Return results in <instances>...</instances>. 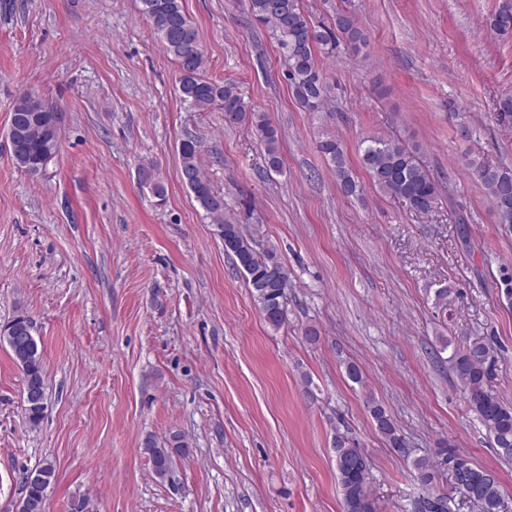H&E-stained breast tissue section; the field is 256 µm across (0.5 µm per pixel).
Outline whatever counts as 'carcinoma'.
I'll list each match as a JSON object with an SVG mask.
<instances>
[{"instance_id": "cac0c4a2", "label": "carcinoma", "mask_w": 512, "mask_h": 512, "mask_svg": "<svg viewBox=\"0 0 512 512\" xmlns=\"http://www.w3.org/2000/svg\"><path fill=\"white\" fill-rule=\"evenodd\" d=\"M141 2L142 14L152 23L164 51L177 66L182 100L199 111L216 109L224 113L227 126L250 125L264 144L266 171H281L283 161L277 128L265 113L248 104L236 84L205 76L207 59L199 31L181 0ZM246 6L252 19L266 27L270 38L276 42L294 100L306 112L325 111L330 102V86L319 58L333 56L341 43L356 54L368 42L354 15L336 4L331 23L316 26L302 9L301 0H247ZM486 26L498 36H512V0H500ZM496 112L502 122L512 126V94L498 99ZM56 113L58 109L53 103L33 93H25L16 100L10 115L14 117L18 140L10 153L21 170L35 176L46 173L53 160L47 151L48 144L59 138V131L51 122ZM318 149L334 171L336 185L343 195H357L358 184L351 175L341 143L327 136L319 141ZM199 152L197 139L187 137L180 142L181 173L190 177L186 187L210 223L217 226L224 241V252L231 258L234 269L245 276L263 320L277 330L287 321L288 267L274 249L259 243L248 226L227 218L225 206L219 202L223 195L214 191L202 172ZM362 163L375 186L410 209L422 212L435 203L438 184L422 163L418 145L399 139H372L363 150ZM469 166L485 187L498 223L512 228V168L474 160ZM138 176L141 187L150 189L159 199L165 196V189L155 180L153 169L142 167ZM27 320L28 316L18 314L1 327L0 345L9 349L22 370L24 391L38 392L33 401L24 398L25 423L35 430L47 407L42 349L30 351L6 336L10 327ZM449 362L466 406L478 417L499 455L511 462L512 404L503 402L487 387L489 347L479 344L462 352L455 351ZM366 408L389 446L401 455H409L390 411L371 395L366 399ZM333 452L343 512H376L374 499L366 494L373 468L371 457L348 434L340 431L335 432ZM143 453L148 455L156 477L164 479L172 472L176 458L188 454V445L179 433L162 443L148 437L143 443ZM413 466L421 489L414 500V512H455L457 495L469 502L474 512H502V489L496 470L477 467L466 457L442 448L414 458ZM441 471L448 473L446 489L436 484ZM55 480L56 468L49 461L26 472L17 512H45L47 487Z\"/></svg>"}]
</instances>
